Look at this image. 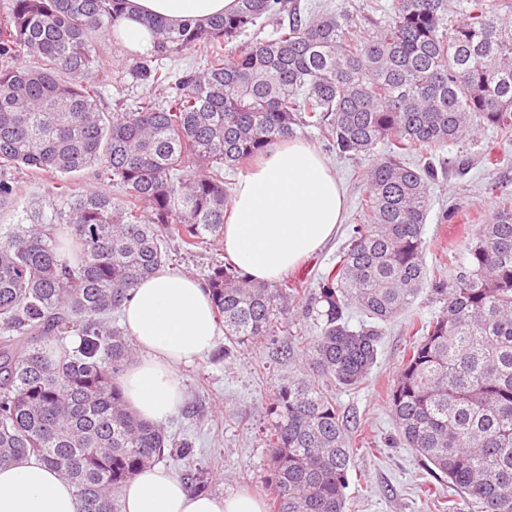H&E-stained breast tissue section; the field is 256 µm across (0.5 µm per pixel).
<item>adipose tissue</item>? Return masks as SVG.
I'll return each instance as SVG.
<instances>
[{"label":"adipose tissue","mask_w":512,"mask_h":512,"mask_svg":"<svg viewBox=\"0 0 512 512\" xmlns=\"http://www.w3.org/2000/svg\"><path fill=\"white\" fill-rule=\"evenodd\" d=\"M237 0H127L114 38L126 50L154 49L146 20L201 23L235 10ZM344 195L329 163L309 142L274 144L238 181L222 244L249 279L272 282L317 252L336 233ZM123 325L137 349L118 383L144 420L165 422L182 404L179 370L196 366L215 346L218 323L209 291L195 277L160 269L123 305ZM125 512H264L248 493H190L172 471L155 465L122 489ZM0 512H79L74 488L36 463L0 467Z\"/></svg>","instance_id":"ef3b65f1"}]
</instances>
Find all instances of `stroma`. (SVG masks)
<instances>
[{"label": "stroma", "instance_id": "35a3bbf8", "mask_svg": "<svg viewBox=\"0 0 512 512\" xmlns=\"http://www.w3.org/2000/svg\"><path fill=\"white\" fill-rule=\"evenodd\" d=\"M100 55L103 107L111 112L133 110L145 88L122 74L128 52L105 41ZM295 136L324 151L345 194L344 221L335 239L288 273L289 279L311 288L322 272L336 264L358 222L365 193L363 175L372 160L328 151L313 127L297 126ZM487 150L500 155L498 169L484 168L481 155ZM444 157L446 171L432 188V206L423 230L425 261L431 268L447 266L449 255L463 251L467 243L465 226L487 223L497 195L512 193V135L488 127L478 142L448 145ZM451 210L456 213L455 221L442 222V212ZM168 254L170 270L202 280L213 263L223 259L224 249L216 241L191 254L173 245ZM440 311L441 304L431 290H423L388 325L366 383L356 389L327 387L347 419V433L354 443L346 512H446L449 501L457 497L454 489L436 484L413 449L398 442L389 407V394L410 347L412 322L431 319ZM312 334L309 324L293 320L285 333L229 351L216 346L197 366L181 370L186 399L167 426L169 432L192 441L193 453L181 460L164 458L163 466L177 474L187 468L201 471L210 482L211 494L246 491L269 503L273 400L289 377L302 372L300 352Z\"/></svg>", "mask_w": 512, "mask_h": 512}]
</instances>
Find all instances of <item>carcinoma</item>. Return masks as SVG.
<instances>
[{
    "label": "carcinoma",
    "mask_w": 512,
    "mask_h": 512,
    "mask_svg": "<svg viewBox=\"0 0 512 512\" xmlns=\"http://www.w3.org/2000/svg\"><path fill=\"white\" fill-rule=\"evenodd\" d=\"M125 2L9 0L0 16V59L25 60L0 68V169L46 174L64 198L50 214L22 208L0 179V210L17 217L0 224V465L33 459L75 488L81 512H117L138 472L192 454L129 407L117 379L135 347L112 318L164 266L169 242L192 253L223 237L226 173L302 124L341 156L389 145L365 173L361 223L307 291L309 364L341 388L364 384L383 327L431 284L441 312L413 323L391 393L398 438L482 512H512V196L472 229L450 277L428 274L422 238L440 152L484 126L512 131V21L487 0H396L381 21L303 16L288 0H237L204 24L152 19L158 52L204 46V64L180 74L134 59L128 73L146 93L114 114L100 103L98 47ZM270 17L275 37L235 44ZM88 168L121 194L71 188ZM206 286L231 344L281 333L301 295L232 264L212 267ZM353 308L365 316L356 327ZM273 409L272 512H346L353 455L336 399L303 374Z\"/></svg>",
    "instance_id": "cac0c4a2"
}]
</instances>
